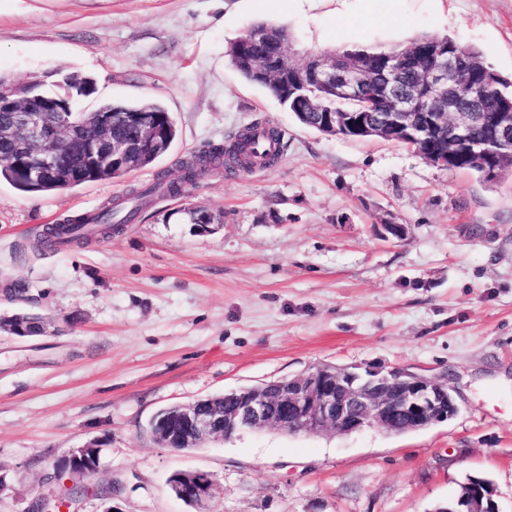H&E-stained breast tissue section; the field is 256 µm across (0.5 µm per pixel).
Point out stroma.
I'll use <instances>...</instances> for the list:
<instances>
[{
	"label": "stroma",
	"mask_w": 512,
	"mask_h": 512,
	"mask_svg": "<svg viewBox=\"0 0 512 512\" xmlns=\"http://www.w3.org/2000/svg\"><path fill=\"white\" fill-rule=\"evenodd\" d=\"M259 21L286 27L298 59L428 33L512 80V0H0V76L87 78L82 109L156 100L178 128L167 155L120 178L41 195L0 182V322L50 328L0 331V512H27L55 488L54 461L93 441L89 482H115L121 512H194L169 486L187 470L215 477L217 512H434L470 477L512 512V179L300 124L227 56ZM256 123L282 133L276 165L204 172L111 235L35 249L47 227L157 173L180 181L181 160ZM193 207L220 223H186ZM322 364L447 381L459 410L405 434L245 430L195 450L150 434L170 405Z\"/></svg>",
	"instance_id": "stroma-1"
}]
</instances>
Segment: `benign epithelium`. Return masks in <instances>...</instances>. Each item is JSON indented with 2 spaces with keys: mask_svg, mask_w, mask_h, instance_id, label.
<instances>
[{
  "mask_svg": "<svg viewBox=\"0 0 512 512\" xmlns=\"http://www.w3.org/2000/svg\"><path fill=\"white\" fill-rule=\"evenodd\" d=\"M263 38L279 45L271 55L255 57L257 73L281 80L289 87L309 79L325 90L342 96L365 95L371 91L375 73L360 62L334 52L309 56L296 63L277 35ZM416 55L428 63L425 81L402 86L388 82L382 91L389 112H320L311 99L300 98L314 112L318 129L334 133L353 129L358 135L379 134L397 142L417 145L426 161L443 168L451 166L455 152L444 143L454 141L463 151L480 158L484 175L493 180L505 157H512V102L492 107L477 94L462 99L458 86L448 84V73L461 68L458 53L439 42L425 43ZM10 121L0 125V136L35 147L17 152L13 161L26 181H39L58 171L59 160L71 152L73 142L84 141L87 151L71 168L73 177H118L135 169L141 152L162 141L164 128L156 117L138 112L116 116L112 112L67 113L58 104L20 86L0 88V113ZM137 131L134 138L125 127ZM489 131L494 148L470 141L471 130ZM458 404L448 384L394 368L319 365L311 371L268 383L224 398L220 406L198 400L184 404L174 418L154 420L153 436L161 445L181 450L199 448L219 437L230 438L246 429H268L288 433L332 429L352 433L377 424L394 433L424 429L456 414ZM98 444L73 448L58 463L56 474L68 475L66 489L83 487L74 477L89 478L100 468ZM174 494L193 505L195 512H213L218 484L203 471L174 474ZM494 490L486 481L473 478L437 512H498ZM76 500L63 495L49 502L42 496L30 503L27 512H71Z\"/></svg>",
  "mask_w": 512,
  "mask_h": 512,
  "instance_id": "benign-epithelium-1",
  "label": "benign epithelium"
}]
</instances>
